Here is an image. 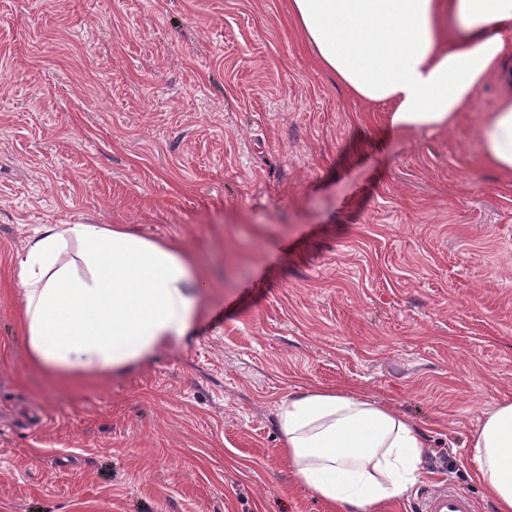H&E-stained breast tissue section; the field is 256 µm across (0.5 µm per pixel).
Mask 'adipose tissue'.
<instances>
[{"instance_id":"adipose-tissue-1","label":"adipose tissue","mask_w":512,"mask_h":512,"mask_svg":"<svg viewBox=\"0 0 512 512\" xmlns=\"http://www.w3.org/2000/svg\"><path fill=\"white\" fill-rule=\"evenodd\" d=\"M315 62L357 98L388 108L399 132L453 126L478 88L512 61V0H291ZM485 160L512 174V95L479 127ZM29 358L69 384L123 372L192 335L205 273L179 242L126 224H43L11 273ZM277 427L295 480L340 512H390L419 478L427 442L363 397L298 389ZM497 512H512V402L469 441Z\"/></svg>"}]
</instances>
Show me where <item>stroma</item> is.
Wrapping results in <instances>:
<instances>
[{
    "label": "stroma",
    "mask_w": 512,
    "mask_h": 512,
    "mask_svg": "<svg viewBox=\"0 0 512 512\" xmlns=\"http://www.w3.org/2000/svg\"><path fill=\"white\" fill-rule=\"evenodd\" d=\"M290 0H0V277L42 224H129L205 271L193 336L64 386L0 296V512H330L279 405L363 396L426 436L398 505L496 512L470 434L512 400V184L478 127L386 131L313 64ZM420 510L422 512H473L474 502L455 488L444 487L425 496Z\"/></svg>",
    "instance_id": "35a3bbf8"
}]
</instances>
